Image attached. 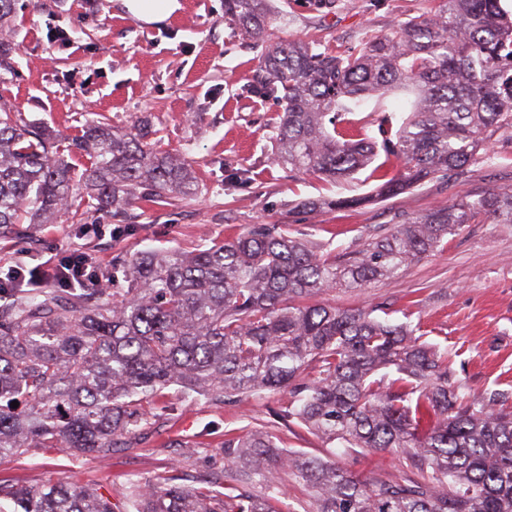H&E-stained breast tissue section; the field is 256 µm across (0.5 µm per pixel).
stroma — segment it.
Wrapping results in <instances>:
<instances>
[{"instance_id":"obj_1","label":"stroma","mask_w":512,"mask_h":512,"mask_svg":"<svg viewBox=\"0 0 512 512\" xmlns=\"http://www.w3.org/2000/svg\"><path fill=\"white\" fill-rule=\"evenodd\" d=\"M168 22L148 26L120 0H16L0 40L15 49L16 69L0 74V105L66 135L106 118L118 129L149 120L158 150L193 161L201 191L166 203H141L134 227L117 231L110 213L91 208L60 212L33 238H0V273L57 259L74 248L108 270L116 256L155 249L194 250L250 224H286L294 235L329 250L353 251L392 225L447 204L456 193L512 189V141L498 139L462 175L428 182L382 202L311 214L298 201L362 196L371 182L330 183L270 160L279 107L260 94V48L224 18V0H181ZM427 0H272L279 34L344 52L420 16ZM246 181L225 179L228 169ZM339 308H375L389 319L420 324L426 341L448 348V367L470 398L496 397L512 411V224L462 226L433 255L402 267L360 291L329 293ZM169 409L149 419L147 437L118 446L108 459L39 449L0 456V481L19 486L93 487L123 504L131 482L148 483L171 468L191 485L224 468V439L246 429L276 433L287 448L336 460L376 480L409 474L402 454L342 452L304 427L278 418L284 392L217 401L164 391Z\"/></svg>"}]
</instances>
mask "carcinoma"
<instances>
[{
  "mask_svg": "<svg viewBox=\"0 0 512 512\" xmlns=\"http://www.w3.org/2000/svg\"><path fill=\"white\" fill-rule=\"evenodd\" d=\"M434 2L333 53L272 39L278 17L269 0H224V18L262 47L257 83L281 106L271 159L332 182L368 168L377 182L370 196L301 207L346 208L446 180L487 154L494 136L512 139V12L501 0ZM395 89L414 96L397 131H355L348 115ZM153 134L146 121L124 132L91 121L63 150L60 134L3 110L0 234L31 236L76 201L128 228L142 201L197 195L193 161L158 151ZM489 219L512 224V190L456 195L337 256L286 224H252L190 252L127 257L120 268L131 287L101 302V288H21L10 269L0 277V456L34 447L107 457L172 385L242 398L286 390L281 418L346 448L395 450L414 476L362 478L247 430L224 441L233 469L220 489L167 474L132 483L126 504L133 512H278L276 474L286 469L310 490L314 512H512V412L468 400L448 369V348L422 342L419 327L322 301L390 276ZM0 512L115 509L94 488L0 483Z\"/></svg>",
  "mask_w": 512,
  "mask_h": 512,
  "instance_id": "1",
  "label": "carcinoma"
}]
</instances>
